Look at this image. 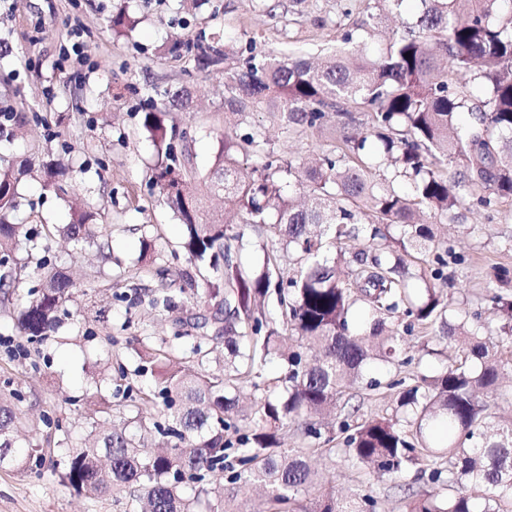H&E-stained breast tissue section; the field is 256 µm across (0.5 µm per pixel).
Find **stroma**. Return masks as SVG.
<instances>
[{
  "label": "stroma",
  "instance_id": "35a3bbf8",
  "mask_svg": "<svg viewBox=\"0 0 512 512\" xmlns=\"http://www.w3.org/2000/svg\"><path fill=\"white\" fill-rule=\"evenodd\" d=\"M118 0H0V37L11 51L0 59V111L24 112L23 129L0 133V157L58 159L73 170L70 199L45 192L38 181L20 186L19 223L34 232L45 225L69 221L71 199L93 202L99 223L113 225L108 277L92 281L95 256L76 250L62 236L42 239L49 255L70 273L76 290L61 327L48 340L27 343L13 327L8 310L0 308V376L11 377L23 396L24 418L38 422L41 414L60 419L73 435L86 427L83 398L99 371H112L116 362L135 368V337L161 339L172 333L171 320L155 315L143 298L156 280L137 277L140 241L145 230L159 234V245L170 266L180 226L163 204L152 179L153 146L142 131L141 118L156 89L187 85L197 108L171 112L168 120L189 130L187 143L193 165L206 169L226 132L224 80L204 71L192 58L158 57L167 38L189 39L203 33H224L234 49L278 52L297 47L309 54L343 47L347 31L386 12L385 0H354L343 15L344 0H209L199 10L182 9L179 0H128L140 17L127 36L115 35L109 19ZM81 28L88 55L86 64L61 63L60 49L72 44L70 32ZM261 130L265 150L292 159L320 153L336 137L335 121L318 130H286L274 115L248 113L236 134ZM438 241L446 251L439 288L471 312L493 318L486 282L492 266L512 269V202L483 208L469 203L455 214L438 218ZM406 365L373 364L367 381L351 390L352 404L363 418L385 415L395 394L384 388L389 377L431 374L453 365L463 355L458 346L428 352L425 333L413 328L404 335ZM380 380L377 388L369 380ZM315 465L338 498L357 490L359 477L344 461L342 438ZM0 512H121L111 497L78 495L63 486L52 465L19 472L0 468Z\"/></svg>",
  "mask_w": 512,
  "mask_h": 512
}]
</instances>
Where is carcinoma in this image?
I'll return each mask as SVG.
<instances>
[{"label":"carcinoma","mask_w":512,"mask_h":512,"mask_svg":"<svg viewBox=\"0 0 512 512\" xmlns=\"http://www.w3.org/2000/svg\"><path fill=\"white\" fill-rule=\"evenodd\" d=\"M419 10L392 30L379 54L334 51L314 61L296 50L234 58L217 33L159 46L162 58L191 55L196 65L224 74V111L241 118L260 109L283 125L319 129L336 113L339 144L309 164L267 153L259 167L240 156L264 143L262 133L224 135L211 167L181 161L182 134L167 124L173 110L193 111L187 86L156 92L141 127L152 142L154 182L182 226L179 248L187 268L159 260L154 240L142 241V269L160 281L151 306L189 303L197 313L175 321L171 339L138 336L142 361L133 372L119 365L104 381L125 401L122 426H109L111 406L88 416L76 445L60 420L43 415L53 438L34 437L16 453L23 397L11 379L0 383V467L32 470L46 455L65 461L62 482L77 493L110 495L124 512H238L235 502L252 485L265 489L261 512H373L372 493L338 500L332 491L309 495L324 478L311 468L307 448H287L292 428L322 438L334 415L343 434L345 461L370 484L395 481L414 470L433 487L398 485L404 512H512V420L496 409L512 398L499 380L512 354V272L497 267L488 297L494 326L461 309L430 280L442 278L445 259L428 220L446 216L474 198L489 208L512 199V0H417ZM138 19L125 6L112 12L115 33ZM481 79L485 98L461 125L463 88ZM368 112L366 133H351V113ZM406 177L410 192L383 187L373 172L371 145ZM33 175L44 191L67 194L70 170L57 163L19 169L0 163V288L17 291L37 236L13 223L21 177ZM224 196V211L209 208ZM248 225L262 239L263 262L245 253ZM358 224L373 225L371 251L342 266L336 244L358 239ZM96 214L72 210L56 231L84 250L103 253L109 240ZM297 270L284 277L279 250ZM434 254L430 274L408 261ZM36 259V258H34ZM40 288L19 304L16 325L41 343L61 323L73 282L57 264L36 259ZM180 282L179 295L169 289ZM276 297L280 313L265 308ZM432 340L461 344L469 354L436 375L393 379L397 393L386 416L359 419L344 396L371 361L399 356L400 329L414 325ZM224 347L222 365L212 354ZM278 360L282 375L266 377ZM251 402L239 409L244 385Z\"/></svg>","instance_id":"1"}]
</instances>
